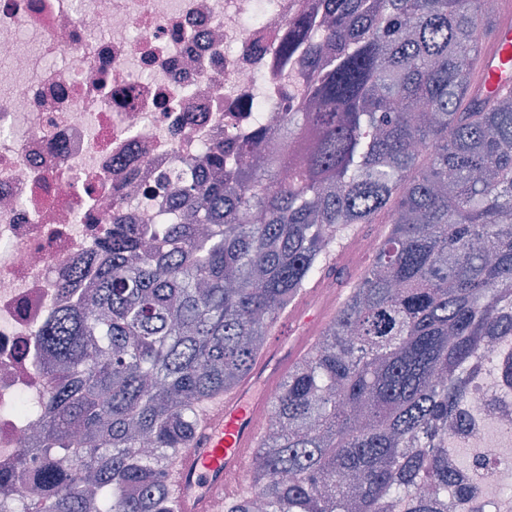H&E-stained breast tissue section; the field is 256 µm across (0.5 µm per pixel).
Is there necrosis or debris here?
<instances>
[{
	"label": "necrosis or debris",
	"instance_id": "necrosis-or-debris-1",
	"mask_svg": "<svg viewBox=\"0 0 512 512\" xmlns=\"http://www.w3.org/2000/svg\"><path fill=\"white\" fill-rule=\"evenodd\" d=\"M326 0H0V474L36 426L16 407L44 399L51 357L38 330L92 287L113 205L153 229L174 176L210 144L274 124L288 82L276 52L290 18ZM454 446L488 444L512 398L471 391Z\"/></svg>",
	"mask_w": 512,
	"mask_h": 512
}]
</instances>
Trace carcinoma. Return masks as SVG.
Wrapping results in <instances>:
<instances>
[{"label": "carcinoma", "mask_w": 512, "mask_h": 512, "mask_svg": "<svg viewBox=\"0 0 512 512\" xmlns=\"http://www.w3.org/2000/svg\"><path fill=\"white\" fill-rule=\"evenodd\" d=\"M484 0H328L288 20L305 77L279 125L206 148L176 176L189 224L157 244L112 210L88 296L38 331L57 362L38 494L0 512H181L168 472L198 412L234 389L327 261L384 225L377 250L273 398L261 469L225 512H448L477 500L486 454L448 427L478 376L512 370V89L476 85Z\"/></svg>", "instance_id": "1"}]
</instances>
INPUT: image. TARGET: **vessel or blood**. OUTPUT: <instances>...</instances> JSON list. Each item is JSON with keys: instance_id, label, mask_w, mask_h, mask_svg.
<instances>
[{"instance_id": "obj_1", "label": "vessel or blood", "mask_w": 512, "mask_h": 512, "mask_svg": "<svg viewBox=\"0 0 512 512\" xmlns=\"http://www.w3.org/2000/svg\"><path fill=\"white\" fill-rule=\"evenodd\" d=\"M512 80V0H502L501 17L487 36L484 64L476 78L491 93ZM315 289H306L284 315L288 337L275 341L255 360L245 381L235 390L205 403L193 438L169 473L171 491L182 512H223L231 498L247 491L245 482L229 483L244 473L264 429L263 410L272 390L279 388L289 367L311 346L313 334L329 315L310 301Z\"/></svg>"}]
</instances>
